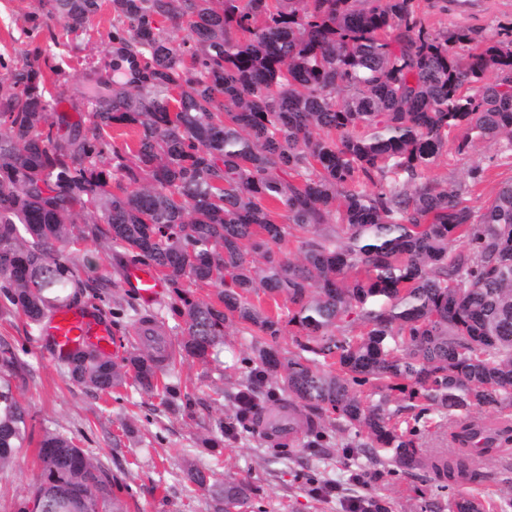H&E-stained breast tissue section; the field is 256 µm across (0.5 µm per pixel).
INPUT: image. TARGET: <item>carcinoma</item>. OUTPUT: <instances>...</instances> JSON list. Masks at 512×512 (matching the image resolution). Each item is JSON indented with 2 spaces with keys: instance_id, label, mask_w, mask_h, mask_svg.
Wrapping results in <instances>:
<instances>
[{
  "instance_id": "1",
  "label": "carcinoma",
  "mask_w": 512,
  "mask_h": 512,
  "mask_svg": "<svg viewBox=\"0 0 512 512\" xmlns=\"http://www.w3.org/2000/svg\"><path fill=\"white\" fill-rule=\"evenodd\" d=\"M44 19L85 29L102 0H41ZM415 0H112L116 52L132 78L99 92L88 124L49 120L48 82L26 60L0 85V311L45 321L99 297L68 250L108 225L111 249L173 288L178 353L206 361L227 329H257L253 372L234 396L237 431L252 402L281 385L288 411H326L308 433L364 438L378 473L473 477L472 459L512 445V183L479 216L465 188L424 172L463 132L512 146V29L489 41L429 32ZM184 25L189 45L158 25ZM474 44L460 54L456 48ZM115 126L133 144L107 139ZM295 239L298 252L282 249ZM459 242L463 250L451 253ZM217 286L216 300L184 289ZM298 352L281 355L288 327ZM171 358L152 347L117 363L96 349L63 359L100 393L148 394ZM0 354V469L28 439L26 409ZM408 404L391 407L392 394ZM448 418V455L422 447L414 421ZM493 409L497 420L480 418ZM40 475L15 512H125L102 466L47 432ZM251 487L212 485L214 512Z\"/></svg>"
}]
</instances>
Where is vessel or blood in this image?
I'll use <instances>...</instances> for the list:
<instances>
[{
  "mask_svg": "<svg viewBox=\"0 0 512 512\" xmlns=\"http://www.w3.org/2000/svg\"><path fill=\"white\" fill-rule=\"evenodd\" d=\"M125 285L146 301L156 298L164 287L163 282L150 269L142 267L129 273ZM43 334L54 355L60 359L88 344L95 345L108 357L111 356L113 347L119 344L102 316L78 305L56 309L46 322ZM260 423L265 436L288 444L293 443L297 423L285 409L278 407L266 410Z\"/></svg>",
  "mask_w": 512,
  "mask_h": 512,
  "instance_id": "b4317fda",
  "label": "vessel or blood"
}]
</instances>
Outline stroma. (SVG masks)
<instances>
[{
    "label": "stroma",
    "mask_w": 512,
    "mask_h": 512,
    "mask_svg": "<svg viewBox=\"0 0 512 512\" xmlns=\"http://www.w3.org/2000/svg\"><path fill=\"white\" fill-rule=\"evenodd\" d=\"M504 2L483 0L480 9L467 16L426 7L421 18L430 31L462 26L483 41L512 24V7ZM39 4L40 0H0V83H9L12 70L24 58L39 56L42 70L58 71L59 94L72 104L67 111L52 108L51 117H63L71 125L86 122L97 83L85 78L84 64L115 57L109 39L112 9L103 6L77 33L66 32L56 21L37 32L29 15ZM457 144V137H449L426 176L442 184H468L464 203L478 213L503 183L512 180V145L504 139L484 141L460 152ZM477 167L483 175L475 182L470 172ZM80 258L90 280L111 281L95 310L109 320L125 347L140 343L136 321L141 313L162 316L170 341H178L180 319L170 310L172 288H164L147 304L125 288L128 271L116 264L111 252L90 242ZM252 343V336L231 329L223 347L207 361L178 359L165 381L179 388L183 400L169 406L131 382L107 395L69 381L40 326L18 314H0V351L10 350L17 358L11 384L27 411L31 437L13 464L0 470V512H14L15 503L29 496L39 474V442L48 430L73 437L107 469L126 512H212L209 492L186 476L192 466L207 470L218 482L227 477L247 482L252 488L247 512H346V501L357 496L380 498L388 503L389 512H449L453 499L461 495L495 503L512 498V462L475 459L479 479L443 489L423 475L375 476L366 467L365 456L349 453L355 438L348 434L330 432L314 451L307 446L308 434L302 432L284 451L253 430L235 438L220 432L217 420L232 418L236 383L250 372ZM316 482L332 485V492L314 495Z\"/></svg>",
    "instance_id": "35a3bbf8"
}]
</instances>
